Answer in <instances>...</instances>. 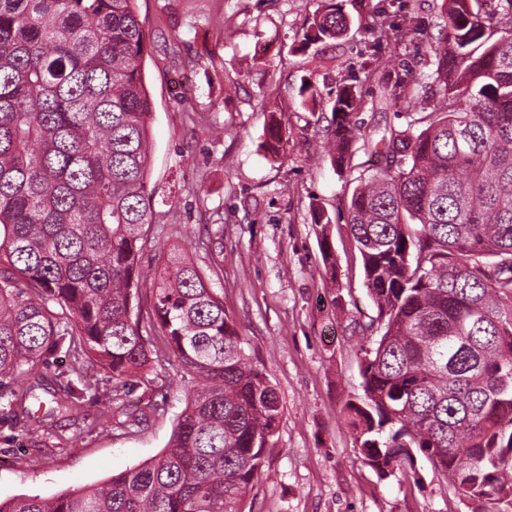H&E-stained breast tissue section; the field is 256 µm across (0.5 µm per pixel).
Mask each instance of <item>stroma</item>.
Wrapping results in <instances>:
<instances>
[{
    "label": "stroma",
    "instance_id": "1",
    "mask_svg": "<svg viewBox=\"0 0 512 512\" xmlns=\"http://www.w3.org/2000/svg\"><path fill=\"white\" fill-rule=\"evenodd\" d=\"M325 0H136L150 44L142 68L152 102L149 182L153 222L144 233L142 264L156 267L162 251L186 249L210 271L255 365L275 386L281 417L276 445L244 498L246 512H468L445 477L418 460L416 478L379 479L358 454L340 419L343 405L362 396L359 345L377 316L360 253L343 221L321 233L312 205L335 215L359 175L377 168L358 150L337 174L327 156L330 104L357 79L368 103L365 133L385 123L399 128L408 105H381L395 84L427 83L425 47L437 36L442 0H407L423 32L401 42L395 63L354 75L373 38L355 29L324 45L329 66L316 67L296 47L309 13ZM237 29L215 33L227 16ZM264 64L254 65L257 51ZM325 99L300 107L301 77ZM275 88L288 106L282 161L261 148L267 112L262 93ZM223 125L211 137L209 124ZM328 236L335 276L325 273L320 238ZM177 361L153 364L137 382L132 403L149 407L143 425L102 418L111 408L112 380L100 374L96 397L76 416L60 415L32 432L0 427V499L51 497L80 490L160 454L190 388ZM87 430L73 437V422Z\"/></svg>",
    "mask_w": 512,
    "mask_h": 512
}]
</instances>
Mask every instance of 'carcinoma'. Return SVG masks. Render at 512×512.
<instances>
[{"label": "carcinoma", "instance_id": "carcinoma-1", "mask_svg": "<svg viewBox=\"0 0 512 512\" xmlns=\"http://www.w3.org/2000/svg\"><path fill=\"white\" fill-rule=\"evenodd\" d=\"M443 0L429 42L426 106L365 137V100L339 88L328 156L341 173L357 143L384 160L359 177L342 217L360 252L377 336L360 347L364 398L341 419L381 480L416 477L421 457L471 512H512V0ZM334 3L299 48L346 36ZM375 45L423 33L387 11ZM135 0H0V424L27 428L76 411L114 381L119 402L152 362L175 357L194 382L157 456L100 485L17 496L0 512H242L275 446L280 401L250 360L207 273L174 249L140 291L152 223L151 101ZM300 105L322 102L300 79ZM270 112L260 147L281 157ZM333 218L312 208L324 263ZM65 350L68 369L37 373Z\"/></svg>", "mask_w": 512, "mask_h": 512}]
</instances>
